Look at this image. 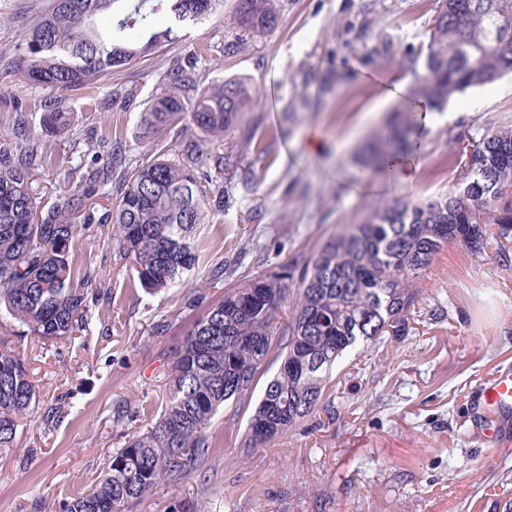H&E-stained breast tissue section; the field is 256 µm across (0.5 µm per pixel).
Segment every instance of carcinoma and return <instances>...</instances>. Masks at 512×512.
<instances>
[{"instance_id": "cac0c4a2", "label": "carcinoma", "mask_w": 512, "mask_h": 512, "mask_svg": "<svg viewBox=\"0 0 512 512\" xmlns=\"http://www.w3.org/2000/svg\"><path fill=\"white\" fill-rule=\"evenodd\" d=\"M279 2L238 0L224 56L273 30ZM161 8L169 23L156 31L152 16ZM223 9L224 0H52L24 47L0 68V81L15 77L41 88L43 128L63 134L78 120L63 106L66 92L96 87ZM211 51L196 46L168 71L138 121L142 138L161 143L188 113L197 135L179 141L173 158L161 148L138 160L122 174L116 197L112 172L129 163L119 137L100 141L85 171L51 203L32 190L29 138L0 149V317L11 321L14 335L52 341L80 332L89 301L78 284L89 276L75 268L70 248L85 224L117 225L118 247L150 292L176 286L196 267V227L209 211L224 209L222 160L209 145L252 106L238 79L200 84L196 69ZM425 68L409 96L438 108L512 74V0H438ZM415 127L410 115L390 125L366 148L364 166L380 170L407 153ZM471 147L473 166L460 187L386 202L346 225L303 261L293 297L281 273L226 286L173 353L156 422L143 432L124 431L106 469L63 512H127L158 486L180 483L212 455L206 429L217 412L224 408L235 420L272 359L279 368L248 417L246 446L259 447L320 410L334 418L329 388L336 365L359 346L377 353L408 335L409 319L421 311V279L448 241L477 257L493 241L501 264L511 266L512 127L489 129ZM36 401L25 359L1 337L0 455L16 448Z\"/></svg>"}]
</instances>
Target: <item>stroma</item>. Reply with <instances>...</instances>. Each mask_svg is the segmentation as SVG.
<instances>
[{
    "mask_svg": "<svg viewBox=\"0 0 512 512\" xmlns=\"http://www.w3.org/2000/svg\"><path fill=\"white\" fill-rule=\"evenodd\" d=\"M50 0H0V59L14 56ZM236 0L187 29L149 59L113 74L95 91L67 92L78 113L72 129L50 137L41 127V88L9 79L0 92V146L17 119L37 152L32 188L55 200L99 138L123 137L138 159L139 113L155 98L171 62L197 44L224 41ZM437 0H281L274 30L238 55L212 53L201 83L245 78L256 104L224 136L223 211L197 228L199 263L186 284L154 294L139 284L112 225H92L72 242L79 272L91 273L85 324L69 339L16 337L37 385L39 405L14 452L0 455V512H59L86 491L113 449L124 443L117 409L139 408L140 427L165 397L170 353L222 293L205 287L233 263L225 284L287 269L298 286L301 264L371 207L456 188L463 148L487 129L512 125V75L467 89L451 114L421 128L413 183L375 175L357 182L363 144L385 124L401 80L416 82ZM130 90L114 103L115 87ZM495 249L475 257L457 241L436 255L422 281L423 311L408 336L388 344L386 360L351 354L339 368V414L310 417L261 447L244 448L246 417L217 414L207 430L214 454L180 484L159 487L132 512H501L512 497V442L483 439L469 400L493 369L512 371V267Z\"/></svg>",
    "mask_w": 512,
    "mask_h": 512,
    "instance_id": "stroma-1",
    "label": "stroma"
}]
</instances>
